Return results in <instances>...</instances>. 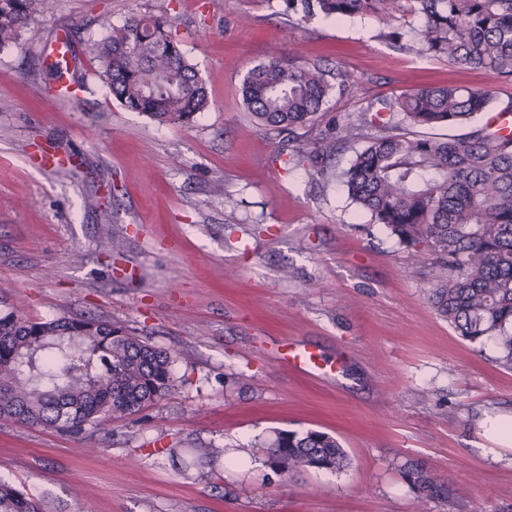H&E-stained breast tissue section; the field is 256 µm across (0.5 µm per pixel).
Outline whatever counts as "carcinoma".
Instances as JSON below:
<instances>
[{
	"label": "carcinoma",
	"mask_w": 512,
	"mask_h": 512,
	"mask_svg": "<svg viewBox=\"0 0 512 512\" xmlns=\"http://www.w3.org/2000/svg\"><path fill=\"white\" fill-rule=\"evenodd\" d=\"M305 21L314 15L370 16L401 48L399 25L416 20L412 50L464 70L512 79V0H281ZM53 0H0V49L17 41L31 17ZM106 32L85 51L129 111L162 125H181L208 110L210 96L172 32L167 14L128 17L120 26L97 17ZM354 83L341 65L276 57L250 68L240 92L257 123L289 135L314 122L333 93ZM489 90L436 86L380 99L370 120L349 129L345 142L365 141L340 174L351 203L397 237L414 258H434L428 300L435 313L471 343L495 344L500 366L512 370V135L475 117L490 110ZM410 127L468 124L445 140ZM336 137L311 150L299 141L284 170L329 175ZM174 358L140 337L93 317L29 321L7 306L0 290V419L80 433L136 414L169 395ZM284 474L341 471L350 458L333 436L317 430L277 431L255 445ZM404 477L422 504L448 499V484L427 465L409 463ZM0 512H42L27 493L0 483Z\"/></svg>",
	"instance_id": "1"
}]
</instances>
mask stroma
I'll list each match as a JSON object with an SVG mask.
<instances>
[{"label":"stroma","instance_id":"35a3bbf8","mask_svg":"<svg viewBox=\"0 0 512 512\" xmlns=\"http://www.w3.org/2000/svg\"><path fill=\"white\" fill-rule=\"evenodd\" d=\"M167 11L211 104L186 125L127 111L67 30L100 36L131 14ZM371 17L306 22L267 0H56L0 49V285L31 321L91 316L175 359L174 390L79 435L0 420V479L45 512H512V445L486 433L512 416V370L493 344L434 313L428 260L351 205L339 180L273 163L281 135L242 104L269 58L340 64L350 94L296 135L314 143L367 106L422 88L491 90L512 79L399 50ZM76 164L43 170L37 155ZM112 214L101 222L102 211ZM294 339L341 366L340 382L276 359ZM337 437L350 465L289 478L253 444L274 431ZM223 448L215 462L201 449ZM427 462L447 501L419 505L399 470Z\"/></svg>","mask_w":512,"mask_h":512}]
</instances>
